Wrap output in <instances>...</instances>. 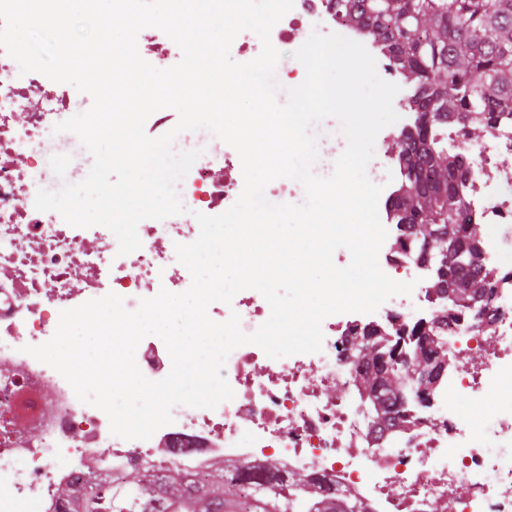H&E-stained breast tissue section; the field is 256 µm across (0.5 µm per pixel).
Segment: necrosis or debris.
<instances>
[{"label":"necrosis or debris","instance_id":"necrosis-or-debris-1","mask_svg":"<svg viewBox=\"0 0 512 512\" xmlns=\"http://www.w3.org/2000/svg\"><path fill=\"white\" fill-rule=\"evenodd\" d=\"M335 11L333 0H294L271 31L273 46L299 49L315 31L362 41ZM71 111L56 85L37 72L20 74L0 49V403L12 405V423L0 430V512L17 502L27 512H72L61 486L84 491L93 473L116 479L146 461L160 472L176 462L202 479L223 460L274 462L281 474L308 475L361 512H437L443 500L455 512H512V168L497 160L512 153V115H501L489 142L478 143L468 160L466 191L483 228L488 288L464 315L439 325L442 301L426 269L404 248L399 226L388 225L379 265L414 274L411 295L352 320L326 318L317 353L272 359L255 345L236 348L223 370L232 400L213 410L175 407L173 423L151 438L124 440L112 435L102 410L81 403L61 374L22 348L47 342L61 311L108 293L133 310L160 290L186 291L191 274L171 264L169 251L196 240V213L218 215L237 201L242 167L237 151L220 148L210 132L180 133L174 150L199 153L178 184L186 211L140 222V249L122 256L106 227H75L34 207L38 189L59 190L82 174L44 161V130ZM233 312L250 333L270 307L246 289L208 308L217 322ZM416 323L440 331L448 367L428 401L388 428L364 402L351 330ZM135 359L151 380L171 370L164 342L153 335L141 340ZM463 396L489 400L497 417L484 422L462 412L456 401Z\"/></svg>","mask_w":512,"mask_h":512}]
</instances>
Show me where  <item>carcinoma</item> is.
Here are the masks:
<instances>
[{
  "label": "carcinoma",
  "instance_id": "1",
  "mask_svg": "<svg viewBox=\"0 0 512 512\" xmlns=\"http://www.w3.org/2000/svg\"><path fill=\"white\" fill-rule=\"evenodd\" d=\"M336 16L359 26L365 37L386 51L395 70L413 87L409 102L413 129L400 139L402 176L389 201L396 224L407 229L417 258L435 264L433 287L451 288L460 301L444 311L457 318L466 302L488 288L481 266V238L464 183V154L444 145L440 127L453 116H474L465 138H481L512 113V0H334ZM386 345L362 355L361 383L370 389L381 415L401 418L404 397L418 393L409 363L399 358L388 331L372 328ZM419 337L412 360L427 359L443 343L423 325L410 327ZM252 467L215 468L206 480L174 465L163 476L147 462L121 482L99 476L77 504V512H356V506L318 493L299 474L288 482L271 480L242 486Z\"/></svg>",
  "mask_w": 512,
  "mask_h": 512
}]
</instances>
